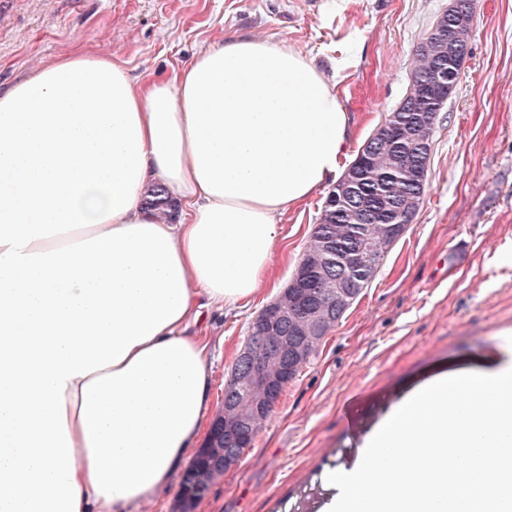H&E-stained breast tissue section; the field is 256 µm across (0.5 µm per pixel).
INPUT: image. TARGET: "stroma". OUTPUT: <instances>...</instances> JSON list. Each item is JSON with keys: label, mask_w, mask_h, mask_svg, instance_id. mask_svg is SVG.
Returning <instances> with one entry per match:
<instances>
[{"label": "stroma", "mask_w": 512, "mask_h": 512, "mask_svg": "<svg viewBox=\"0 0 512 512\" xmlns=\"http://www.w3.org/2000/svg\"><path fill=\"white\" fill-rule=\"evenodd\" d=\"M451 0H0V92L38 65L86 53L132 78L167 77L232 34L282 40L335 84L353 151L403 98L423 34ZM461 78L438 116L420 207L375 278L288 384L239 462L193 512H272L312 471L361 462L366 438L435 369L512 358V0H469ZM326 189L283 219L288 283ZM261 288L200 333L211 347L214 412Z\"/></svg>", "instance_id": "obj_1"}]
</instances>
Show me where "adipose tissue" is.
<instances>
[{"label": "adipose tissue", "instance_id": "adipose-tissue-1", "mask_svg": "<svg viewBox=\"0 0 512 512\" xmlns=\"http://www.w3.org/2000/svg\"><path fill=\"white\" fill-rule=\"evenodd\" d=\"M349 115L286 42L229 37L134 81L82 52L0 93V512H132L203 442V310L270 280ZM162 185L171 223L143 198Z\"/></svg>", "mask_w": 512, "mask_h": 512}]
</instances>
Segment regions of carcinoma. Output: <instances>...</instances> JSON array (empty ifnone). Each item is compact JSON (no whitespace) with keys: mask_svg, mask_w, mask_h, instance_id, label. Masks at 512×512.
<instances>
[{"mask_svg":"<svg viewBox=\"0 0 512 512\" xmlns=\"http://www.w3.org/2000/svg\"><path fill=\"white\" fill-rule=\"evenodd\" d=\"M470 20L468 0H454L417 45L412 84H432L443 73L459 81L460 70L448 57V37L440 36L438 29L444 26L452 30L455 41L467 45ZM444 107V101L430 95H420L413 101L402 100L328 191L320 221L300 257L295 285L286 288L272 304L278 312L276 333L287 338L289 345L303 343L308 348V356L316 354L321 341H313L312 336L318 310L332 299L336 282L348 274L345 266L336 263L307 271V257L330 248L342 257L359 256L366 268L354 298L336 306L335 321L338 322L375 276L388 249L397 241L392 225H408L412 221L424 195L436 117ZM400 128L407 131V136L402 139L392 136L391 130ZM144 204L167 216L174 207L173 199L161 186L148 191ZM244 378L245 369L236 359L231 377L224 384L227 420L218 421L219 428L227 423L234 429L239 455L251 447L267 421V417L254 413L251 407L263 397L264 391L247 384ZM208 442L211 444L208 459L193 457L184 474L210 484L224 474V436L215 433Z\"/></svg>","mask_w":512,"mask_h":512,"instance_id":"1","label":"carcinoma"}]
</instances>
